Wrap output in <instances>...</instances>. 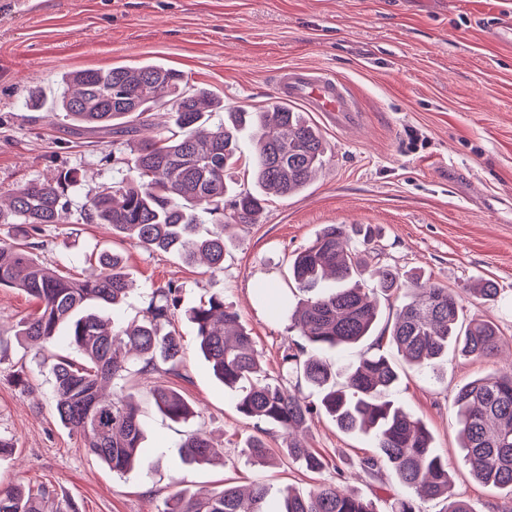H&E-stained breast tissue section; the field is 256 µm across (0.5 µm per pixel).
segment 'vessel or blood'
<instances>
[{
	"label": "vessel or blood",
	"mask_w": 512,
	"mask_h": 512,
	"mask_svg": "<svg viewBox=\"0 0 512 512\" xmlns=\"http://www.w3.org/2000/svg\"><path fill=\"white\" fill-rule=\"evenodd\" d=\"M274 92L280 100L300 102L309 111L349 125L359 120L360 107L350 85L325 70L283 68L275 77Z\"/></svg>",
	"instance_id": "b4317fda"
}]
</instances>
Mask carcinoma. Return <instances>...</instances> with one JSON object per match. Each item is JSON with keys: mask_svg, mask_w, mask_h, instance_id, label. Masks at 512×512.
I'll return each mask as SVG.
<instances>
[{"mask_svg": "<svg viewBox=\"0 0 512 512\" xmlns=\"http://www.w3.org/2000/svg\"><path fill=\"white\" fill-rule=\"evenodd\" d=\"M219 104L206 90L189 86L181 72L157 64L66 74L55 109L82 127L131 137L149 121V112L159 108L168 114L165 131L138 141L124 159L125 179L86 195L80 219L107 224L114 234L188 264L204 260L213 270L224 268V223L255 224L267 195L288 197L304 190L323 162L327 143L303 113L280 104L265 112L232 109L223 126L204 129L205 114ZM247 129L259 145L252 171L261 192L241 189L229 198L239 134ZM78 184V171L70 169L54 183H27L12 190L8 208L0 206V224L15 225L19 241L0 244V288H18L40 303V313L24 323L19 335L39 345L40 363L50 365L61 423L79 432L88 451L112 471L125 473L145 462L148 448L135 396L126 387L129 362L118 359L117 351L132 355L139 373L177 371L184 349L166 327L179 310L181 289L174 284L155 289L142 320L124 327L104 315L130 291L121 255L101 252L99 271L83 279L65 276L34 257L31 233L42 224L65 222L71 209L69 190ZM206 216L218 230L200 238L196 226ZM364 265L346 224L327 225L293 258L292 280L307 298L288 317L289 330L298 339L285 346L282 360L314 399L292 393L281 379L266 375L250 333L221 293L186 312L199 349L216 378L235 393L238 411L283 433L285 447L279 456L307 471H322L325 458L308 446L303 432L323 412L341 432L370 437L375 452L361 462L368 477L375 479L389 469L406 490L390 504V512H420L418 502L440 498L446 502L444 512H474L469 501L453 492L448 463L434 447L430 431L391 398L399 373L383 349L384 335L340 368L322 352L351 349L372 336L378 306L371 292L398 294L401 303L389 342L407 362L434 375L448 364L450 348L465 358L493 355L499 342L496 327L488 316L465 320L453 290L421 284L416 273L406 277L387 266L368 289L360 281ZM329 275L336 288L325 291L322 282ZM471 291L487 301L499 294L491 280L475 283ZM60 337L82 362L42 353ZM149 395L174 421L192 414L170 388L154 385ZM452 406L471 474L512 503V367L460 386ZM180 448L188 465L224 455L202 432L188 434ZM243 452L256 462L273 459L258 436L246 440ZM270 495V487L260 482L246 494L229 484L205 498L178 490L162 512H268ZM50 496L45 487L0 489V512H46L43 503ZM281 496L279 512H379L373 500L334 484L323 483L306 493L286 487Z\"/></svg>", "mask_w": 512, "mask_h": 512, "instance_id": "1", "label": "carcinoma"}]
</instances>
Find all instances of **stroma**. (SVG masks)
<instances>
[{"label":"stroma","mask_w":512,"mask_h":512,"mask_svg":"<svg viewBox=\"0 0 512 512\" xmlns=\"http://www.w3.org/2000/svg\"><path fill=\"white\" fill-rule=\"evenodd\" d=\"M507 12L512 0H0L2 197L74 169L84 187L72 197L77 208L85 190L125 177V145L77 130L52 110L58 81L69 72L148 61L178 70L221 98L222 109L205 116L210 128L223 125L227 110L276 103L275 75L287 66L333 72L362 106L353 126L309 113L328 145L323 166L302 192L269 198L258 223L226 229L221 271L148 252L74 215L33 234L38 257L76 277L92 272L89 258L100 251L123 256L134 288L114 311L121 323L140 319L153 289L180 286L174 327L184 358L158 382L179 392L195 415L169 420L148 399L147 376L132 375L151 453L140 468L113 473L60 423L54 378L17 334L20 322L38 314L37 300L0 288V434L14 444L13 455L0 460V487L46 486L78 512H162L176 490L204 496L227 481L262 482L275 492L336 482L381 502L401 495L391 472L374 480L361 470L374 451L370 438L342 433L322 413L307 439L329 468L310 473L285 462L247 461L240 450L249 436L262 433L275 450L281 433L237 412L185 315L201 298L223 292L268 372L295 387L296 375L282 363L288 319L273 311L264 291L275 286L290 303L301 302L290 274L293 255L326 225L356 224L374 234L369 243L353 239L368 268L421 274L460 293L468 315L491 316L497 325V356L466 359L452 351L437 375L393 354L400 380L392 397L431 431L455 492L476 512H505L498 491L476 481L463 462L452 398L512 359V46L486 36L487 18ZM484 279L496 283L497 302L468 293ZM196 430L223 448L222 462L182 464L179 446Z\"/></svg>","instance_id":"35a3bbf8"}]
</instances>
